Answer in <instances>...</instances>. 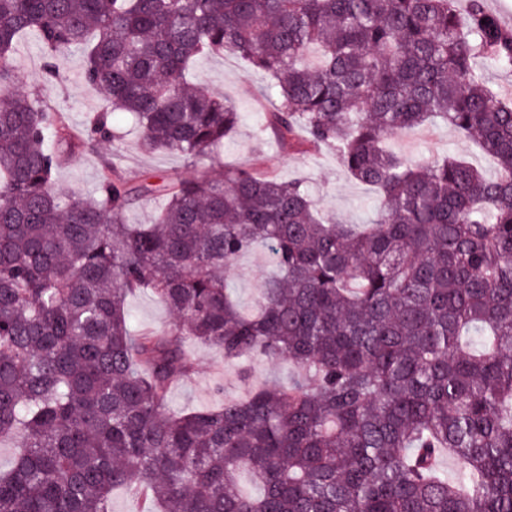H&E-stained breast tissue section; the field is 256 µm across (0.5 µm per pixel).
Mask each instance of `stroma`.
I'll return each mask as SVG.
<instances>
[{
    "instance_id": "stroma-1",
    "label": "stroma",
    "mask_w": 512,
    "mask_h": 512,
    "mask_svg": "<svg viewBox=\"0 0 512 512\" xmlns=\"http://www.w3.org/2000/svg\"><path fill=\"white\" fill-rule=\"evenodd\" d=\"M44 63V53L36 36H28L17 43L12 64L23 91L41 86ZM57 65L61 79L46 88L48 100L52 106L63 109L74 125L85 126L89 117L100 108L99 92L84 79L81 54L61 57ZM194 75L214 94L231 101L239 114L237 131L232 139L225 141L219 154H209L191 161L166 151L143 152L139 147L137 132L129 128L123 113L116 112L112 115V123L122 133L121 148L113 149L111 143L107 142L85 150L59 171L57 182L60 188L76 196L93 194L100 179L101 157L108 153L113 154L125 176L134 182L151 181L160 174L193 179L205 174H219L233 166L258 163L285 181L304 175L310 194L325 214L350 224H363L371 218L377 205L375 191L350 179L335 152L325 149L301 154L283 148L271 138L266 119L269 105L259 98L261 89L267 83L263 72L233 57L215 55L195 62ZM390 147L415 163L456 155L466 157L486 176L492 177L497 173L495 163L482 154L473 141L460 136L443 123L406 131L393 138ZM271 264L268 250L260 247L226 267L224 276L243 310L251 309L261 275ZM128 307L134 326L140 330L160 331L171 321L168 311L148 291L131 296ZM193 355L197 372L193 378L174 384L170 394L173 409L212 407L224 399L243 396L249 387L274 379L287 382L292 374L291 364L284 359L271 361L256 358L243 372L238 366L225 363L212 348L195 346Z\"/></svg>"
}]
</instances>
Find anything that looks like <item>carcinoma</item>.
I'll use <instances>...</instances> for the list:
<instances>
[{
  "label": "carcinoma",
  "instance_id": "obj_1",
  "mask_svg": "<svg viewBox=\"0 0 512 512\" xmlns=\"http://www.w3.org/2000/svg\"><path fill=\"white\" fill-rule=\"evenodd\" d=\"M30 32L51 84L84 55L102 104L83 130L15 90ZM224 53L267 76L282 146L331 149L379 191L366 229L257 165L133 185L104 156L97 196L59 191L64 164L119 138L114 112L146 152L221 146L238 112L186 74ZM480 60L512 72L484 0H0V443L18 448L0 512H111L116 489L142 512H512V97ZM431 122L498 174L385 148ZM152 199L154 222H129ZM258 244L276 272L245 312L224 267ZM144 289L167 329L131 328ZM191 344L296 375L174 411Z\"/></svg>",
  "mask_w": 512,
  "mask_h": 512
}]
</instances>
